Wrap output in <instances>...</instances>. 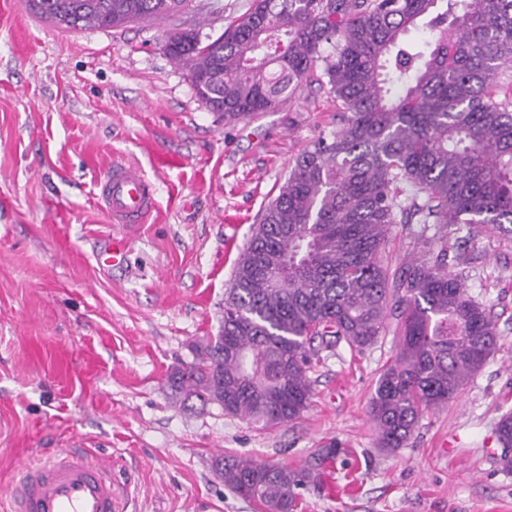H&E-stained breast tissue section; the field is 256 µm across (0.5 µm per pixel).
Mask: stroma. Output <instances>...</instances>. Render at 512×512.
Returning <instances> with one entry per match:
<instances>
[{"label": "stroma", "instance_id": "35a3bbf8", "mask_svg": "<svg viewBox=\"0 0 512 512\" xmlns=\"http://www.w3.org/2000/svg\"><path fill=\"white\" fill-rule=\"evenodd\" d=\"M166 20L64 32L0 0V497L22 465L82 439L112 461L128 512H261L219 481L224 453L314 471L297 512H512L500 418L512 413V238L447 230L448 268L493 315L500 348L457 399L381 448L369 399L398 339L322 351L310 408L260 428L169 395L172 367L217 335L240 251L291 163L340 108L317 84L236 124L164 50L179 27L220 34L252 0H203ZM158 178L124 264L96 185L117 162Z\"/></svg>", "mask_w": 512, "mask_h": 512}]
</instances>
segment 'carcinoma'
Segmentation results:
<instances>
[{
	"label": "carcinoma",
	"mask_w": 512,
	"mask_h": 512,
	"mask_svg": "<svg viewBox=\"0 0 512 512\" xmlns=\"http://www.w3.org/2000/svg\"><path fill=\"white\" fill-rule=\"evenodd\" d=\"M191 0H30L61 30L164 20ZM425 28L432 39L406 40ZM197 97L235 124L288 103L301 83L336 98L340 126L298 156L234 267L224 338L192 346L168 384L182 403L264 428L302 416L322 349L360 352L396 320L394 357L369 415L380 446L406 445L421 413L445 406L499 347L497 324L435 258L392 266L400 224L512 235V110L488 92L512 62V0H253L216 37L169 32ZM512 466V413L501 417ZM217 477L263 512H296L311 472L219 455Z\"/></svg>",
	"instance_id": "carcinoma-1"
}]
</instances>
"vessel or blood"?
I'll return each mask as SVG.
<instances>
[{"label": "vessel or blood", "mask_w": 512, "mask_h": 512, "mask_svg": "<svg viewBox=\"0 0 512 512\" xmlns=\"http://www.w3.org/2000/svg\"><path fill=\"white\" fill-rule=\"evenodd\" d=\"M99 201L110 223L119 225L106 259H126L139 224L157 207V183L133 164H116L99 181ZM11 512H121L112 486V463L76 448L26 463L11 497Z\"/></svg>", "instance_id": "vessel-or-blood-1"}]
</instances>
